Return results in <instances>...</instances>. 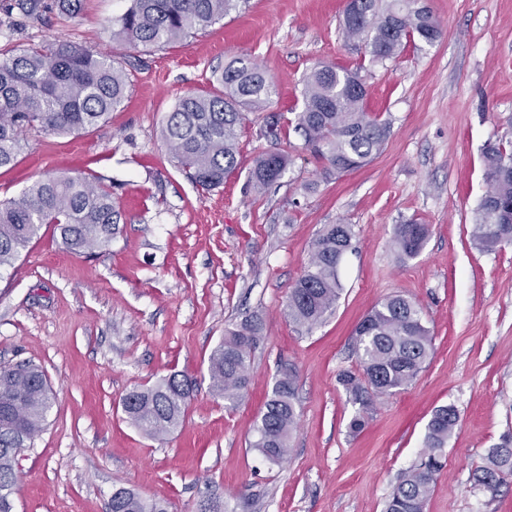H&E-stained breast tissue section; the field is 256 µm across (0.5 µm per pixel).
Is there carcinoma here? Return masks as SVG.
I'll use <instances>...</instances> for the list:
<instances>
[{
	"label": "carcinoma",
	"instance_id": "carcinoma-1",
	"mask_svg": "<svg viewBox=\"0 0 512 512\" xmlns=\"http://www.w3.org/2000/svg\"><path fill=\"white\" fill-rule=\"evenodd\" d=\"M248 0H131L115 20V36L145 48L160 47L208 27ZM11 9L38 17L42 0H14ZM343 35L365 48L370 63L399 55L409 42L426 44L442 36L440 24L420 0H359L358 10L344 13ZM217 81L219 93L181 97L168 113L163 137L174 160L206 190L224 184L238 166L239 131L245 112L265 108L275 85L255 62L234 58L224 64ZM129 89L124 69L108 56L80 44L62 41L48 48L32 47L0 53V168L15 163L24 133L38 126L55 135H69L107 121L124 103ZM367 89L359 70L323 65L304 79L301 107L294 131L327 173H345L366 166L380 152L389 133L388 122L368 112ZM489 189L476 209L473 240L483 251L512 244V141L485 148ZM290 156L277 149L259 155L249 183L263 191L281 180ZM119 211L112 191L95 176L52 175L32 183L18 197L0 201V268L13 265L53 224L63 245L84 253L112 242ZM429 234L426 224L394 225L393 243L401 260L416 256ZM356 249L350 224H326L311 245L303 274L289 291L288 318L312 329L336 306L342 290L341 261ZM355 352L362 372L344 371L338 383L355 407L349 421L353 434L369 423L376 401L411 384L433 351V337L420 307L402 295H392L365 315L354 329ZM263 339L256 316L225 332L211 352V388L234 407L248 386L251 356ZM195 387L186 374L173 373L146 388H135L122 399L127 419L144 435L171 433L183 421ZM51 408L50 387L38 367L18 364L0 368V512H13L11 488L18 452L30 447ZM458 413L442 405L426 425L423 449L389 494L384 512H425L431 490L445 466L448 439ZM298 426L296 374L288 370L275 381L249 442L263 461L283 462ZM512 478V434L488 450L472 475L476 489L497 496ZM110 512H168L167 503L149 500L119 488L112 493Z\"/></svg>",
	"mask_w": 512,
	"mask_h": 512
}]
</instances>
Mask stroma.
<instances>
[{
  "instance_id": "1",
  "label": "stroma",
  "mask_w": 512,
  "mask_h": 512,
  "mask_svg": "<svg viewBox=\"0 0 512 512\" xmlns=\"http://www.w3.org/2000/svg\"><path fill=\"white\" fill-rule=\"evenodd\" d=\"M129 4L82 0L78 14L50 6L33 21L0 0L1 50L72 41L112 54L130 81L105 123L67 136L28 131L16 163L0 168V200L48 175L92 172L120 211L108 246L70 252L47 224L0 270V367L36 364L52 391L42 432L15 460V512H107L122 487L169 512H198L207 498L225 512H383L441 405L455 406L459 421L426 512H512V480L494 498L472 482L487 449L512 431V245L482 252L472 237L484 148L512 139V0H427L441 38L376 65L343 36L346 0H249L150 49L112 34ZM234 56L258 63L277 92L247 113L237 168L205 190L177 167L162 127L186 93L218 90L213 72ZM331 63L360 68L367 109L390 132L366 167L328 175L292 121L304 76ZM283 147L285 176L255 192L254 160ZM409 220L430 232L402 261L391 238ZM339 223L354 225L357 247L335 309L309 330L289 320V290L317 232ZM396 294L421 308L433 353L353 435L338 376L359 368L356 324ZM249 314L262 318L264 339L246 393L228 408L210 389L208 358ZM290 369L299 424L287 460L268 464L249 442ZM178 371L196 381L185 420L148 438L122 399Z\"/></svg>"
}]
</instances>
